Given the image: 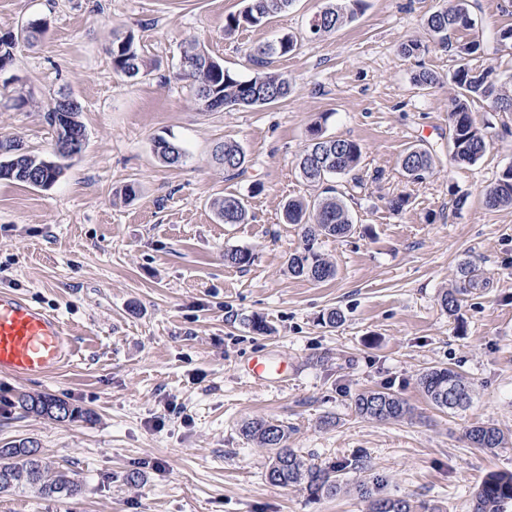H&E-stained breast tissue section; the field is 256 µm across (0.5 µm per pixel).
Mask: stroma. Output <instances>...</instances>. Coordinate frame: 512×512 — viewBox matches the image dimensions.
<instances>
[{"instance_id":"35a3bbf8","label":"stroma","mask_w":512,"mask_h":512,"mask_svg":"<svg viewBox=\"0 0 512 512\" xmlns=\"http://www.w3.org/2000/svg\"><path fill=\"white\" fill-rule=\"evenodd\" d=\"M327 3L296 0L228 37L224 16L242 0H0V35L47 21L0 72V138L50 157L45 112L60 91L80 104L87 134L51 188L0 180V290L61 317L75 350L47 379L0 375V446L36 441L80 487L72 498L2 490L0 512H367L355 492L314 501L271 484V449L241 434L260 418L288 425L289 447L315 463L366 456L349 483L376 477L381 496L444 512H471L488 473L512 472V443L488 453L466 437L482 423L512 436V207L485 201L512 165V112L471 103L490 145L476 163H451L455 61L424 29L439 0H365L352 23L311 35ZM472 14L484 41L474 67L506 80L512 45L496 36L512 26V10L475 0ZM128 29L158 64L134 79L117 75L108 54ZM285 33L302 45L276 63L293 83L277 104L207 112L174 77L194 42L250 76V50ZM410 39L422 49L407 57L400 46ZM423 68L439 77L428 90L413 82ZM19 90L30 105L15 106ZM315 126L362 148L363 184L347 200L354 229L321 243L336 268L322 283L289 273L302 229L283 215L286 201L322 194L297 167ZM160 136L186 148L181 165L159 161ZM229 139L247 155L233 179L212 157ZM414 144L436 161L418 183L400 167ZM130 183L137 194L128 199ZM228 193L244 197L246 223L217 217L212 204ZM400 194L409 203L392 210ZM228 248L250 250V265H225ZM464 259L490 285L451 316L439 298ZM332 309L344 315L333 328L322 321ZM254 317L266 333L252 331ZM254 356L286 362L287 383L249 378ZM434 366L467 378V407L448 413L429 402L419 378ZM381 387L404 398L412 418L358 416L355 394ZM22 393L64 399L85 416L24 413L15 405Z\"/></svg>"}]
</instances>
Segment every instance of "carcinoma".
<instances>
[{
	"instance_id": "obj_1",
	"label": "carcinoma",
	"mask_w": 512,
	"mask_h": 512,
	"mask_svg": "<svg viewBox=\"0 0 512 512\" xmlns=\"http://www.w3.org/2000/svg\"><path fill=\"white\" fill-rule=\"evenodd\" d=\"M295 0H245L244 7L224 17V34L257 27L271 17L288 10ZM363 0H333L321 11L322 26L316 34L336 31L353 21L361 12ZM475 20L470 10V0H446L443 6L425 19V30L439 46L457 57V67L451 75L456 88L453 98L451 134L449 137L450 160L473 164L486 152L488 143L483 129L472 119L467 102L473 99L487 101L500 112H512V91L490 79V72L477 71L470 66V58L481 54L482 41L475 36L458 45L453 43L457 34L472 30ZM42 19L28 21L14 35L0 37V68L11 63L14 51L21 44L32 46L45 33ZM299 38L284 34L266 42L250 53L254 75L242 78L224 67V62L212 56L199 44H192L184 54L195 60V66L178 72L179 78L189 83L197 101L207 111L233 107L267 106L280 102L292 91L291 80L275 68L277 59L296 51ZM108 53L115 73L135 78L149 68L141 54L136 34L128 30L116 34ZM80 105L67 93H60L47 105L45 118L55 133L54 143L64 137L87 138L85 127L79 119ZM155 152L159 160L175 166L183 163L185 150L173 139L158 137ZM362 156L361 146L350 139L326 136L321 128L310 130V143L298 159L301 177L312 184H323L332 178H341L358 187L361 180L358 166ZM74 154H53L50 158L31 155L21 148L15 138L0 140V179L17 181L26 185L48 188L52 186L65 167V161ZM215 160L224 166V172L234 177L244 170L246 154L234 140L218 144ZM405 176L419 182L432 174L435 158L432 152L420 146L408 147L400 159ZM486 204L490 207L512 206V167L506 168L498 181L486 191ZM218 218L225 224H243L247 221L248 208L243 198L227 194L214 203ZM285 216L290 224L302 225V247L288 259V271L314 282H324L336 274L335 266L320 253L323 239L339 238L349 234L353 220L344 201L338 197L314 200H290L285 205ZM252 253L245 249L224 251V264L244 268L251 263ZM489 281L477 273L470 262L460 265L455 285L445 290L441 307L448 314L460 310L465 297L476 288H486ZM428 400L442 410L453 411L471 400V386L466 378L450 367H432L419 379ZM17 406L25 413L52 416V410L62 408L67 419L74 421L86 416L82 410L66 400L47 395L21 394ZM360 416L375 421L401 420L412 413L411 407L396 394L375 389L358 393L353 401ZM244 439L275 452L267 467V480L277 486H301L312 498L334 496L348 490L342 475L352 470L366 469L362 456H354L332 466L315 464L288 447V427L278 422L255 419L242 425ZM467 438L476 448L492 451L508 444V436L492 424L471 427ZM36 487L64 497L78 493L77 483L65 472L56 469L41 457L33 440L9 442L0 447V489ZM361 497L368 499L369 512H417V506L403 498L379 496L374 488L360 484L356 487ZM512 503V473L492 472L481 482L473 501L472 512H505Z\"/></svg>"
}]
</instances>
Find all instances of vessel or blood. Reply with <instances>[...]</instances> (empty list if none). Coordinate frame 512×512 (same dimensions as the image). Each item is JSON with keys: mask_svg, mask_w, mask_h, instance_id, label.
I'll return each mask as SVG.
<instances>
[{"mask_svg": "<svg viewBox=\"0 0 512 512\" xmlns=\"http://www.w3.org/2000/svg\"><path fill=\"white\" fill-rule=\"evenodd\" d=\"M70 342L62 320L28 299L0 291V373L16 378L48 377L66 359ZM285 364L252 359L245 372L254 380L273 382Z\"/></svg>", "mask_w": 512, "mask_h": 512, "instance_id": "b4317fda", "label": "vessel or blood"}]
</instances>
